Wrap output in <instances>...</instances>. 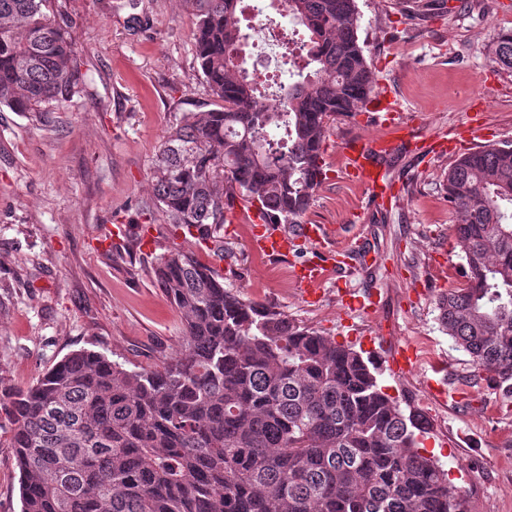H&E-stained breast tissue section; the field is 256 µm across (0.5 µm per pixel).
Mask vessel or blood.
Segmentation results:
<instances>
[{
	"mask_svg": "<svg viewBox=\"0 0 512 512\" xmlns=\"http://www.w3.org/2000/svg\"><path fill=\"white\" fill-rule=\"evenodd\" d=\"M371 107L373 111L384 113L386 124L397 130L396 138L379 141L351 139L342 145L341 151L352 178L369 191L375 205L383 206L394 196V184L382 163L383 158L391 155L397 144L416 143L420 137L414 125L403 121L397 104L386 93H379ZM249 216L253 226L250 245L255 251L274 259L291 261L298 245L310 246V258L293 267V276L307 295H315L327 272L344 267L345 253L329 246L330 232L326 225L301 224L286 232L278 229L268 212L258 207H251Z\"/></svg>",
	"mask_w": 512,
	"mask_h": 512,
	"instance_id": "1",
	"label": "vessel or blood"
}]
</instances>
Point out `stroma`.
Listing matches in <instances>:
<instances>
[{"label":"stroma","mask_w":512,"mask_h":512,"mask_svg":"<svg viewBox=\"0 0 512 512\" xmlns=\"http://www.w3.org/2000/svg\"><path fill=\"white\" fill-rule=\"evenodd\" d=\"M359 42L381 89L425 138L480 126L434 157L397 151L389 173L398 197L373 206L345 170L340 145L374 139L386 127L366 113L339 117L325 143L328 176L305 216L330 226L331 245L352 258L305 297L286 262L250 246L246 210L231 211L217 254L172 233L150 208L158 150L182 113L215 101L196 59L191 30L197 0H50L73 26L79 83L45 112L0 109V382L25 387L78 349L129 370H159L180 351L184 320L157 283L155 258L177 249L216 268L226 286L284 311L336 341L405 343L418 355L404 376L378 382L404 411L430 423L423 439L468 498L470 512H512V396L457 349L437 321L440 293L466 283L460 216L448 203L446 173L458 158L512 144V74L484 49L512 28L503 0H356ZM245 38L256 76L292 81L280 53ZM129 227L103 242L106 225ZM373 250L376 261L359 256ZM376 292L371 312L347 311L345 293ZM0 410V512H21L19 472Z\"/></svg>","instance_id":"stroma-1"}]
</instances>
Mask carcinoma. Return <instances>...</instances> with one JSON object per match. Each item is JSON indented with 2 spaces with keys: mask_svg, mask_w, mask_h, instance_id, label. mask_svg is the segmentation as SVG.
<instances>
[{
  "mask_svg": "<svg viewBox=\"0 0 512 512\" xmlns=\"http://www.w3.org/2000/svg\"><path fill=\"white\" fill-rule=\"evenodd\" d=\"M240 0H199L192 37L216 101L185 112L161 145L152 205L224 250L235 202L295 227L324 173L330 121L376 94L356 0H284L309 32V73L275 107L234 62ZM47 0H0V107L41 112L79 80L74 35ZM512 73V29L486 48ZM468 280L436 301L454 345L512 391V145L448 168ZM154 275L184 317L178 356L133 371L81 349L38 380L0 389L21 512H469L405 413L352 346L243 298L195 257L169 250Z\"/></svg>",
  "mask_w": 512,
  "mask_h": 512,
  "instance_id": "1",
  "label": "carcinoma"
}]
</instances>
